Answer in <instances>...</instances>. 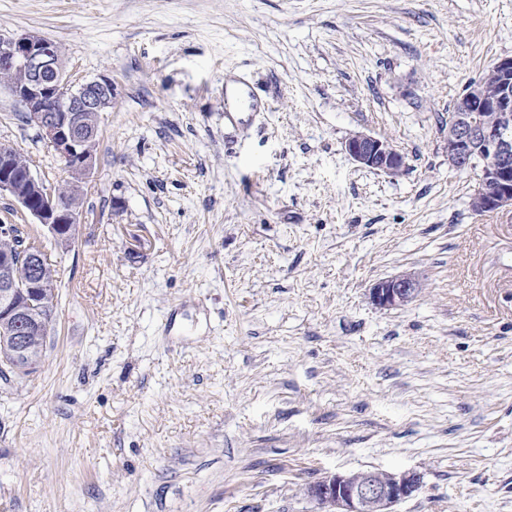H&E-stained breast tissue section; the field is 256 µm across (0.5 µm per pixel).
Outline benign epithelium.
Masks as SVG:
<instances>
[{
  "label": "benign epithelium",
  "mask_w": 512,
  "mask_h": 512,
  "mask_svg": "<svg viewBox=\"0 0 512 512\" xmlns=\"http://www.w3.org/2000/svg\"><path fill=\"white\" fill-rule=\"evenodd\" d=\"M0 77L24 112L64 162L73 182L72 195L97 163L95 153L100 113L112 107V79L74 83L67 74L58 45L41 36L21 33L0 36ZM359 166L396 174L404 157L388 141L357 133L345 143ZM480 159L479 185L471 197L473 211L512 209V57L492 63L458 98L448 124V162L464 171ZM13 152L0 150V194L9 195L51 237L69 244L80 224V209L65 207L59 188L46 185L30 166L24 176L14 173ZM0 237L14 250L0 255V372L25 373L37 368L43 354L30 344V335L47 334L55 316L48 289L56 277L41 240L17 224H0ZM420 292L410 275L377 282L370 289L380 308L402 306ZM421 484L413 472L360 470L335 474L310 485L308 495L326 512H393Z\"/></svg>",
  "instance_id": "1"
}]
</instances>
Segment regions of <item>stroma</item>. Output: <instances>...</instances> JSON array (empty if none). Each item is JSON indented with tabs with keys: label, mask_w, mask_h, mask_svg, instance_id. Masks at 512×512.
Here are the masks:
<instances>
[{
	"label": "stroma",
	"mask_w": 512,
	"mask_h": 512,
	"mask_svg": "<svg viewBox=\"0 0 512 512\" xmlns=\"http://www.w3.org/2000/svg\"><path fill=\"white\" fill-rule=\"evenodd\" d=\"M24 32L114 87L72 244L0 195L58 271L40 366L0 376V512H325L309 484L370 469L420 475L396 512H512V210L448 162L512 0H0ZM19 111L0 145L63 184ZM345 150L363 168L396 174L404 166V157L388 141L365 133L349 138ZM420 292L419 283L410 275H400L377 282L370 290L372 302L381 308L402 306Z\"/></svg>",
	"instance_id": "35a3bbf8"
}]
</instances>
